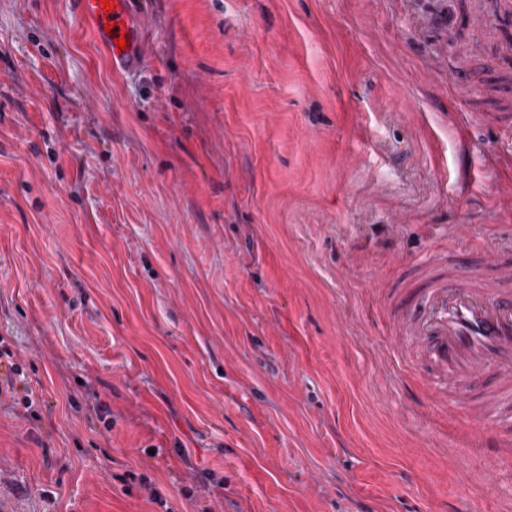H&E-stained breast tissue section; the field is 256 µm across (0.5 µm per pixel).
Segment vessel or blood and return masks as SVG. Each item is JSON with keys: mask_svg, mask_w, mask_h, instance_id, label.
Returning a JSON list of instances; mask_svg holds the SVG:
<instances>
[{"mask_svg": "<svg viewBox=\"0 0 512 512\" xmlns=\"http://www.w3.org/2000/svg\"><path fill=\"white\" fill-rule=\"evenodd\" d=\"M111 3L106 11L102 0H75L81 25L123 72L142 60L141 28L132 0ZM386 316L407 366L451 390L459 407L490 429V446L512 434V257L437 252L401 275Z\"/></svg>", "mask_w": 512, "mask_h": 512, "instance_id": "b4317fda", "label": "vessel or blood"}]
</instances>
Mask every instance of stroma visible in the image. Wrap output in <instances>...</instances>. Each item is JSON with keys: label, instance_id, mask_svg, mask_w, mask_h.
<instances>
[{"label": "stroma", "instance_id": "35a3bbf8", "mask_svg": "<svg viewBox=\"0 0 512 512\" xmlns=\"http://www.w3.org/2000/svg\"><path fill=\"white\" fill-rule=\"evenodd\" d=\"M137 16L144 58L116 73L74 0H0V500L512 512V458L476 449L382 313L439 249L512 254L490 5Z\"/></svg>", "mask_w": 512, "mask_h": 512}]
</instances>
